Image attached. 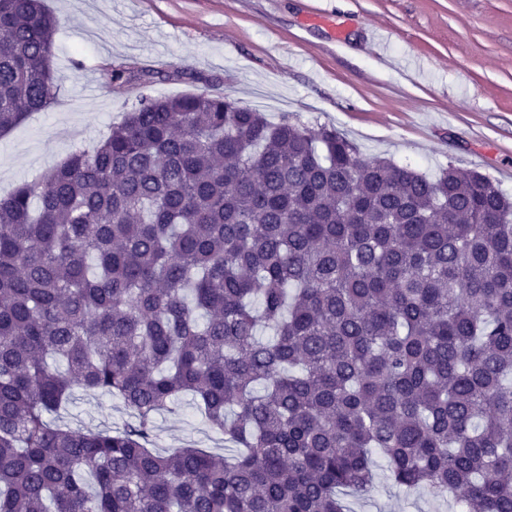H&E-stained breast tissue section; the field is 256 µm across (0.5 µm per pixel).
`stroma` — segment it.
<instances>
[{"mask_svg": "<svg viewBox=\"0 0 512 512\" xmlns=\"http://www.w3.org/2000/svg\"><path fill=\"white\" fill-rule=\"evenodd\" d=\"M58 20L49 110L0 137V194L33 181L120 121L142 87L110 81L181 68L156 96L203 90L310 127L336 128L365 155L435 176L475 170L512 197V0H46ZM72 427L130 422L121 401L77 393ZM233 454L191 397L156 421L155 446ZM353 512H459L426 490L380 483ZM108 74L110 76V80L112 82H130L133 79H137L143 87H147L148 84L152 83V79L154 77H170L169 73H165L164 71H157L156 73H143V74H132L128 68L123 66L112 67L110 65L107 68Z\"/></svg>", "mask_w": 512, "mask_h": 512, "instance_id": "1", "label": "stroma"}]
</instances>
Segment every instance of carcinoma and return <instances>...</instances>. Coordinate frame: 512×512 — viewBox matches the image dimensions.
<instances>
[{
	"instance_id": "1",
	"label": "carcinoma",
	"mask_w": 512,
	"mask_h": 512,
	"mask_svg": "<svg viewBox=\"0 0 512 512\" xmlns=\"http://www.w3.org/2000/svg\"><path fill=\"white\" fill-rule=\"evenodd\" d=\"M57 24L0 0V135L55 104ZM78 390L132 421L52 423ZM185 394L232 456L152 448ZM375 452L407 492L512 512V199L489 177L143 93L0 196V512H351Z\"/></svg>"
}]
</instances>
